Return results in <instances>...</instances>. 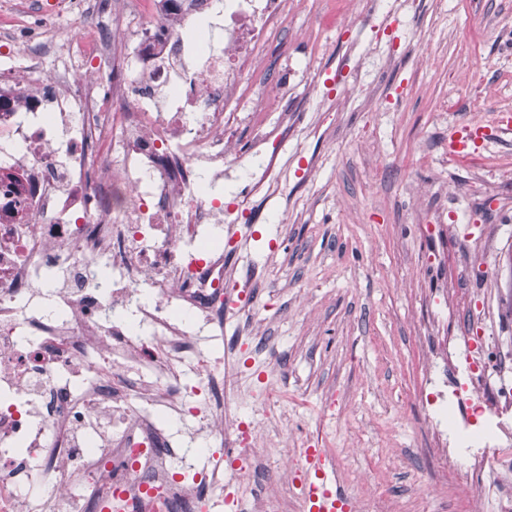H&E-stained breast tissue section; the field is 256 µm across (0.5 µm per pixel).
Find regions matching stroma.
Masks as SVG:
<instances>
[{
    "instance_id": "35a3bbf8",
    "label": "stroma",
    "mask_w": 512,
    "mask_h": 512,
    "mask_svg": "<svg viewBox=\"0 0 512 512\" xmlns=\"http://www.w3.org/2000/svg\"><path fill=\"white\" fill-rule=\"evenodd\" d=\"M360 10L293 0L268 44L275 60L283 42L302 48L287 60L299 120L279 133L268 108L279 189L252 198L260 213L237 232L278 359L254 362L227 393L259 421L253 391L297 384L264 445L287 469L297 449L326 448L354 512H468L423 425L426 395L445 390L426 339L471 326L512 352V133L467 160L445 147L460 122L512 113V0H428L418 14L384 0L359 29L320 21ZM3 16L33 22L27 63L40 77L84 34L35 0H0Z\"/></svg>"
}]
</instances>
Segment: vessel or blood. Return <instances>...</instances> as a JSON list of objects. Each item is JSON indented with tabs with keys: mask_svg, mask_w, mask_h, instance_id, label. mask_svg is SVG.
I'll return each instance as SVG.
<instances>
[{
	"mask_svg": "<svg viewBox=\"0 0 512 512\" xmlns=\"http://www.w3.org/2000/svg\"><path fill=\"white\" fill-rule=\"evenodd\" d=\"M512 131V114L501 113L494 125L468 120L448 133V155L465 159L479 151L493 133ZM304 475L300 480V494L305 512H342L346 500L339 490L335 472L323 449L308 446L301 449Z\"/></svg>",
	"mask_w": 512,
	"mask_h": 512,
	"instance_id": "b4317fda",
	"label": "vessel or blood"
}]
</instances>
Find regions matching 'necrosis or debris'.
Returning <instances> with one entry per match:
<instances>
[{"label": "necrosis or debris", "mask_w": 512, "mask_h": 512, "mask_svg": "<svg viewBox=\"0 0 512 512\" xmlns=\"http://www.w3.org/2000/svg\"><path fill=\"white\" fill-rule=\"evenodd\" d=\"M135 55L107 91L59 72L35 84L15 52L0 72V512H267L274 481L224 391V310L239 347L274 357L254 296L224 262V170L268 132L239 102L279 94L257 64L288 0H141ZM449 423L491 418L457 484L512 512V378L466 336ZM201 440L188 465L170 418Z\"/></svg>", "instance_id": "obj_1"}]
</instances>
